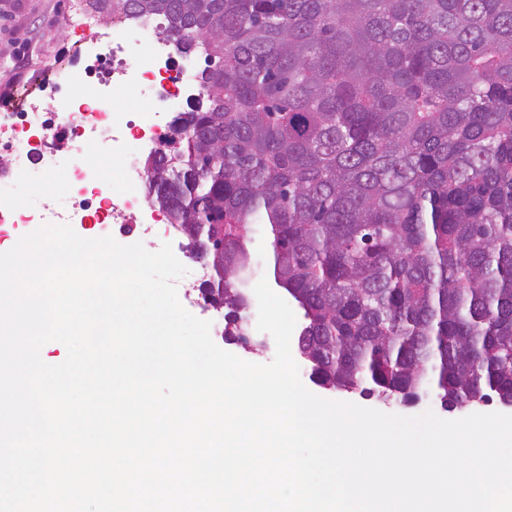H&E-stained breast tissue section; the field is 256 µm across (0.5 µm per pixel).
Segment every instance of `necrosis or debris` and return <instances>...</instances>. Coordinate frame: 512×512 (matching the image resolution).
<instances>
[{
	"mask_svg": "<svg viewBox=\"0 0 512 512\" xmlns=\"http://www.w3.org/2000/svg\"><path fill=\"white\" fill-rule=\"evenodd\" d=\"M70 24L87 33L85 64L68 70L51 100L39 92L46 73L58 70L53 59L44 74L16 88L7 111L0 113V224H96L108 233L113 224H135L139 235L160 247L171 228L157 211H146L137 174L138 144L151 139L165 148L166 116L183 109L184 88L190 73L171 74V43L158 33L157 20H134L105 32L97 15L83 0H71ZM148 63H141V53ZM125 90L143 102L139 115L114 111L115 92ZM119 160L128 173L125 182L103 195L101 168L94 156ZM40 164L46 178L60 181L66 199L62 205L32 209L20 205L10 191L26 178L32 164Z\"/></svg>",
	"mask_w": 512,
	"mask_h": 512,
	"instance_id": "obj_1",
	"label": "necrosis or debris"
}]
</instances>
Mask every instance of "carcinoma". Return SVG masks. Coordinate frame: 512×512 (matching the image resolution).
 I'll return each instance as SVG.
<instances>
[{
	"instance_id": "obj_1",
	"label": "carcinoma",
	"mask_w": 512,
	"mask_h": 512,
	"mask_svg": "<svg viewBox=\"0 0 512 512\" xmlns=\"http://www.w3.org/2000/svg\"><path fill=\"white\" fill-rule=\"evenodd\" d=\"M160 18L203 96L148 195L246 308L252 225L319 386L512 402V0H85Z\"/></svg>"
}]
</instances>
